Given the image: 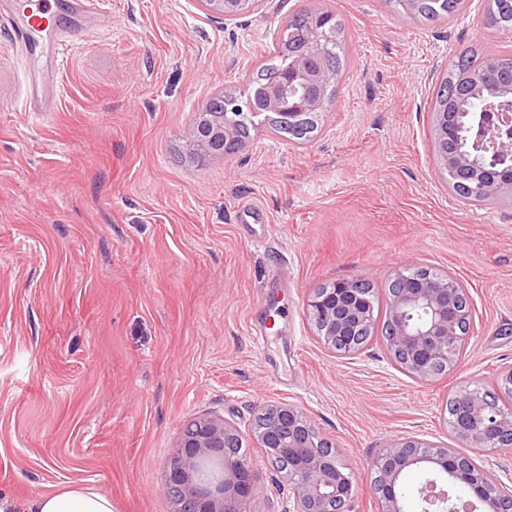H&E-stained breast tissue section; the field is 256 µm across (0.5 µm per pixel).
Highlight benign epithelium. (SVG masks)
<instances>
[{"label": "benign epithelium", "instance_id": "benign-epithelium-1", "mask_svg": "<svg viewBox=\"0 0 512 512\" xmlns=\"http://www.w3.org/2000/svg\"><path fill=\"white\" fill-rule=\"evenodd\" d=\"M213 14L233 19L241 14L243 0H198ZM327 75L321 68L308 67L296 58L285 65L279 78L265 83L260 94H225L227 104L248 113L278 112L296 98L297 112H288L292 124L305 112L325 107ZM467 112L448 109L437 113L434 126L435 148L440 165L479 182L493 198L512 196V181H480L476 157L462 149L459 131L471 122ZM235 129L223 120L195 123L186 142L187 155L194 159L204 147L224 145L233 140ZM395 288L388 299L387 318L391 326L385 347L392 359L402 363L408 374L420 382H431L438 368L454 369L459 363V341L464 324L470 322L471 307L465 288L454 277H439L407 269L395 274ZM425 314L423 321H410V312ZM305 311L317 336L330 349L338 342L358 336L377 325V315L359 280L339 279L312 292ZM451 425L455 436L466 446L486 450L485 435L496 433L498 447L512 440V408L491 407L484 400L477 382L456 387ZM255 437L259 447L280 461L275 467V484L285 481L293 507L283 512H346L354 497L356 475L327 456L316 440L306 413L298 406L281 402L261 408L255 416ZM238 430L222 420L194 418L181 431L176 450L167 467L165 490L173 504L172 512H248L247 504L257 494L254 463L241 452ZM414 466H427L437 474H451L461 485L472 489V496L483 512H512V481L504 482L472 457L454 451L443 443H429L404 437L389 444L373 462L374 494L379 512H404L399 493L402 474Z\"/></svg>", "mask_w": 512, "mask_h": 512}]
</instances>
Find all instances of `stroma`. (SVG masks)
Masks as SVG:
<instances>
[{"mask_svg": "<svg viewBox=\"0 0 512 512\" xmlns=\"http://www.w3.org/2000/svg\"><path fill=\"white\" fill-rule=\"evenodd\" d=\"M64 65L44 55L54 111L22 108L34 75L0 41V512L71 486L114 512H172L164 489L184 424L237 428L261 492L287 494L252 432L258 407L302 408L357 478L352 512H378L370 464L414 436L456 446L446 402L512 367V198L473 205L433 156L431 99L466 48L512 50L488 0L423 26L390 0H265L234 20L198 0H107ZM332 11L350 63L319 134L256 125L231 155L190 159L200 111L242 91L292 13ZM263 214L255 239L239 212ZM449 273L473 324L456 369L422 383L382 340L333 353L304 312L348 278L379 305L406 268ZM288 269L293 286L272 281ZM263 345H256L255 332Z\"/></svg>", "mask_w": 512, "mask_h": 512, "instance_id": "stroma-1", "label": "stroma"}]
</instances>
